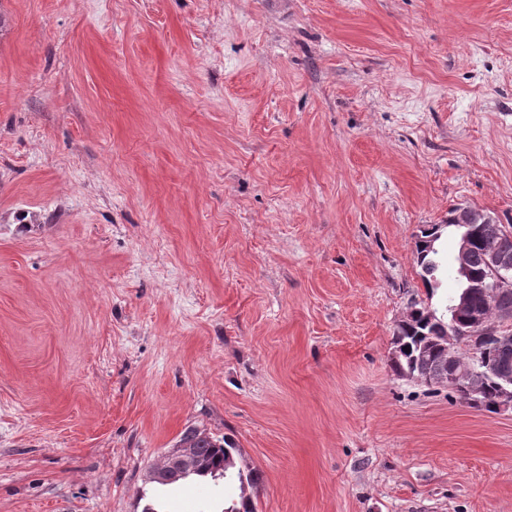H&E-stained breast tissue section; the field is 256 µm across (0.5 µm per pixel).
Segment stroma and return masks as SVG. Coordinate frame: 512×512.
Here are the masks:
<instances>
[{
	"instance_id": "obj_1",
	"label": "stroma",
	"mask_w": 512,
	"mask_h": 512,
	"mask_svg": "<svg viewBox=\"0 0 512 512\" xmlns=\"http://www.w3.org/2000/svg\"><path fill=\"white\" fill-rule=\"evenodd\" d=\"M512 225V0H0V512H512V410L397 374L423 227ZM178 443H189L191 448H183L186 445H179L177 448H172L168 451L163 457V467L159 470H153L147 473V478L150 481H171L188 474L190 475L186 478L198 476L213 479L211 473H195L204 470L207 466L197 454V448H199L200 455L208 460L209 465L213 469H222L224 471V479H232L236 476L240 482L241 492L239 500L235 504L232 503L228 507H225L224 512H255L251 493H248L247 489L256 487L259 484L260 477L256 471L248 470L245 475V485L243 471L240 467H237V458L241 456V452L231 439L226 436L217 439L211 436L205 429L191 426L182 431L176 445ZM228 452H230L231 455H229ZM179 481L154 483H157V485L161 487H166L172 486Z\"/></svg>"
}]
</instances>
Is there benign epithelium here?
<instances>
[{"mask_svg": "<svg viewBox=\"0 0 512 512\" xmlns=\"http://www.w3.org/2000/svg\"><path fill=\"white\" fill-rule=\"evenodd\" d=\"M449 221L470 226L482 222L493 224L495 220L490 217H478L476 212L468 207L459 206L449 215ZM471 250L469 239H461L458 247L456 263L460 275L467 277L468 285L464 291L457 295L451 310L453 314L465 313L469 331L474 335H490L503 349L512 348V309L500 304L504 293L512 290V250L507 249L491 255L487 260L490 279L487 281H474L469 278L467 265L468 254ZM477 289L483 294L486 304L474 307L470 303L471 289ZM497 313V320L492 322L489 311ZM457 337H448V344L444 345V353L448 362V374L424 380L430 386H461L468 395L470 403L479 405L482 402L480 390L484 383L494 379L498 383L499 394L494 408L497 411L512 409V371L499 365L483 360L476 351H471L472 361L466 365L460 364L457 355ZM163 467L147 473V478L158 481H171L188 474L202 471L206 463L197 454L195 448L178 446L168 451L164 457Z\"/></svg>", "mask_w": 512, "mask_h": 512, "instance_id": "obj_1", "label": "benign epithelium"}]
</instances>
